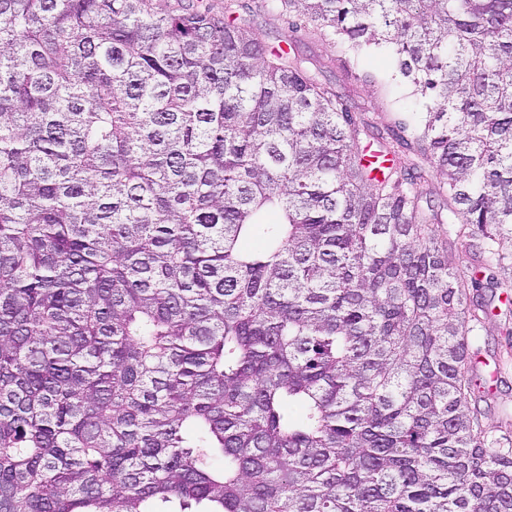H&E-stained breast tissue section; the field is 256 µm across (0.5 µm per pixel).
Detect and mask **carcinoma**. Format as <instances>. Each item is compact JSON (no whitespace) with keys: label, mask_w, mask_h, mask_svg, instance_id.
Returning a JSON list of instances; mask_svg holds the SVG:
<instances>
[{"label":"carcinoma","mask_w":512,"mask_h":512,"mask_svg":"<svg viewBox=\"0 0 512 512\" xmlns=\"http://www.w3.org/2000/svg\"><path fill=\"white\" fill-rule=\"evenodd\" d=\"M261 10L428 111H351ZM504 236L512 0H0V512H512ZM358 71L392 73L394 61L388 46L362 51L358 56ZM496 305L491 318L485 320L479 346L482 350L478 364L477 396L485 409L483 425L489 440L506 444L512 442V292L511 304ZM511 309V313H510ZM508 439V441H507Z\"/></svg>","instance_id":"cac0c4a2"}]
</instances>
